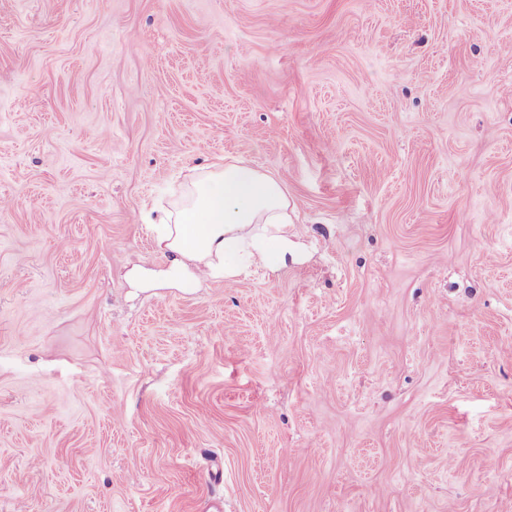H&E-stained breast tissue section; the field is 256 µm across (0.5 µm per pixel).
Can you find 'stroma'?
Segmentation results:
<instances>
[{
    "mask_svg": "<svg viewBox=\"0 0 512 512\" xmlns=\"http://www.w3.org/2000/svg\"><path fill=\"white\" fill-rule=\"evenodd\" d=\"M512 0H0V512L512 507ZM293 262L187 288L194 167ZM191 187L161 210L158 249L172 267L223 277L228 283L242 265L277 272L288 264L296 245L288 239L292 224L283 181L239 160L205 165Z\"/></svg>",
    "mask_w": 512,
    "mask_h": 512,
    "instance_id": "35a3bbf8",
    "label": "stroma"
}]
</instances>
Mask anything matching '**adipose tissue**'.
I'll return each mask as SVG.
<instances>
[{
    "instance_id": "1",
    "label": "adipose tissue",
    "mask_w": 512,
    "mask_h": 512,
    "mask_svg": "<svg viewBox=\"0 0 512 512\" xmlns=\"http://www.w3.org/2000/svg\"><path fill=\"white\" fill-rule=\"evenodd\" d=\"M289 208L280 178L239 160L206 165L180 201L162 210L157 246L180 270L191 264L227 280L245 264L274 273L296 249Z\"/></svg>"
}]
</instances>
